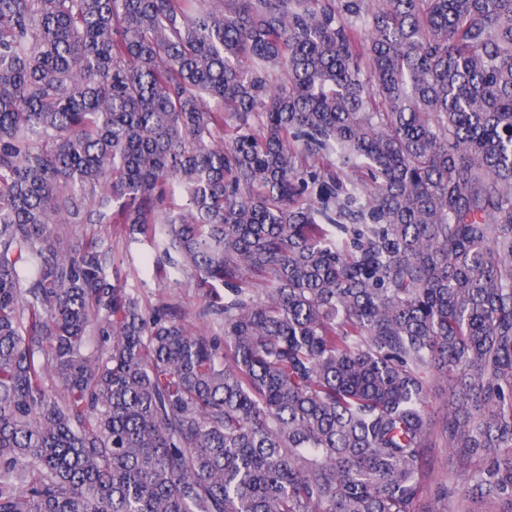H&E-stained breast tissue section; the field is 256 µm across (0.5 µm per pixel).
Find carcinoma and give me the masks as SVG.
Instances as JSON below:
<instances>
[{
    "label": "carcinoma",
    "mask_w": 512,
    "mask_h": 512,
    "mask_svg": "<svg viewBox=\"0 0 512 512\" xmlns=\"http://www.w3.org/2000/svg\"><path fill=\"white\" fill-rule=\"evenodd\" d=\"M431 368L512 512V0H0V512H416ZM119 225V226H117ZM112 242L122 279L127 278V287L138 295L144 307L148 310L160 302L169 303L184 320L192 332L210 331L209 326L197 317V312L206 304V293L203 289L190 287H176L173 285L172 269L166 264L156 273L152 271L149 276L141 274L143 261L155 255L154 249L147 241L132 244L128 250L126 234L123 224L112 225Z\"/></svg>",
    "instance_id": "carcinoma-1"
}]
</instances>
